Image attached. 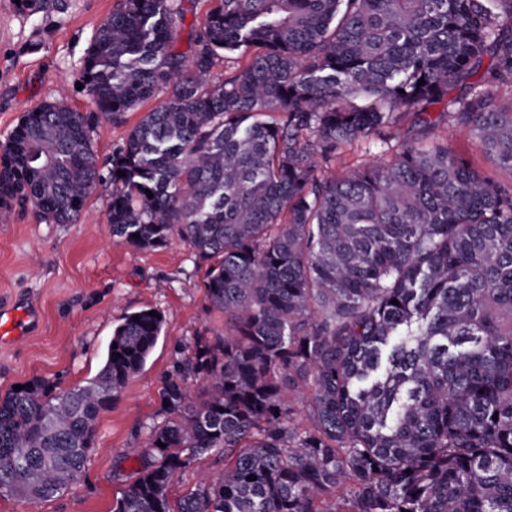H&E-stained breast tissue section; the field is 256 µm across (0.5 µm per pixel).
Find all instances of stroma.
Listing matches in <instances>:
<instances>
[{
  "instance_id": "35a3bbf8",
  "label": "stroma",
  "mask_w": 512,
  "mask_h": 512,
  "mask_svg": "<svg viewBox=\"0 0 512 512\" xmlns=\"http://www.w3.org/2000/svg\"><path fill=\"white\" fill-rule=\"evenodd\" d=\"M119 0H42L30 10L0 0V146L21 116L38 105L60 101L93 111L80 89L86 50ZM439 140L469 159L483 174L504 184L512 171L484 153L469 130L442 122ZM392 154L372 140L341 146L323 169L341 174L388 161ZM110 179L89 195L74 224H47L33 208L0 216V306L23 298L39 305L34 334L0 346V393L38 377L60 389L93 378L100 370L112 331L129 311L161 313L163 331L143 369L121 399L98 420L84 478L64 496L31 504L1 496L0 512H112L122 489L134 479L139 459L127 448L143 445L159 423L160 392L178 346L224 329L202 288L205 268L180 239L138 250L113 237L108 220Z\"/></svg>"
}]
</instances>
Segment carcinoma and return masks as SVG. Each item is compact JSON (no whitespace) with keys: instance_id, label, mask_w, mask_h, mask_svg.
<instances>
[{"instance_id":"1","label":"carcinoma","mask_w":512,"mask_h":512,"mask_svg":"<svg viewBox=\"0 0 512 512\" xmlns=\"http://www.w3.org/2000/svg\"><path fill=\"white\" fill-rule=\"evenodd\" d=\"M211 3L186 54L181 0H120L87 49L97 111L44 103L0 147V209L72 224L102 180L99 119L162 98L112 151V235L185 242L224 332L174 360L114 512H512V184L433 137L447 117L512 170V0ZM230 53L246 64L221 76ZM406 113L420 141L319 174ZM162 325L126 313L85 384L0 395V496L80 483ZM216 450L224 470L172 504Z\"/></svg>"}]
</instances>
